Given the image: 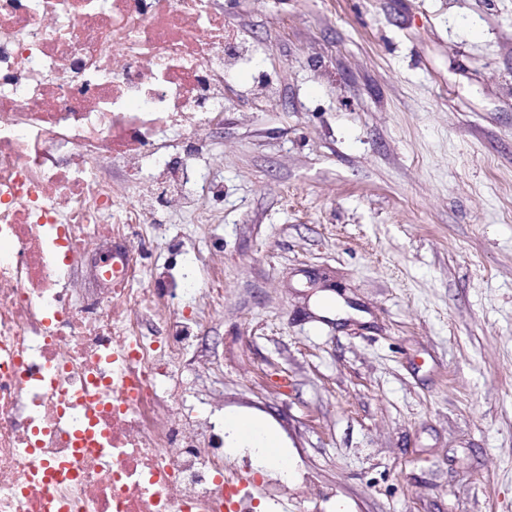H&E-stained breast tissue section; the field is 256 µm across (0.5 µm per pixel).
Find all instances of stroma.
Wrapping results in <instances>:
<instances>
[{
  "label": "stroma",
  "mask_w": 512,
  "mask_h": 512,
  "mask_svg": "<svg viewBox=\"0 0 512 512\" xmlns=\"http://www.w3.org/2000/svg\"><path fill=\"white\" fill-rule=\"evenodd\" d=\"M224 25L254 59L207 133L218 221L144 232L195 298L140 331L206 316L171 410L277 433L304 487L259 512H512V0H224Z\"/></svg>",
  "instance_id": "stroma-1"
}]
</instances>
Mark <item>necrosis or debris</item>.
<instances>
[{"label": "necrosis or debris", "mask_w": 512, "mask_h": 512, "mask_svg": "<svg viewBox=\"0 0 512 512\" xmlns=\"http://www.w3.org/2000/svg\"><path fill=\"white\" fill-rule=\"evenodd\" d=\"M220 0H0V512H255L275 501L224 472V452L163 393L179 338L143 335L141 267L98 263L78 305L71 270L109 226L157 223L125 199L160 177L167 206L211 223L190 188L209 141L170 133L224 112ZM178 162H171V152ZM120 163L126 180L101 168Z\"/></svg>", "instance_id": "obj_1"}]
</instances>
